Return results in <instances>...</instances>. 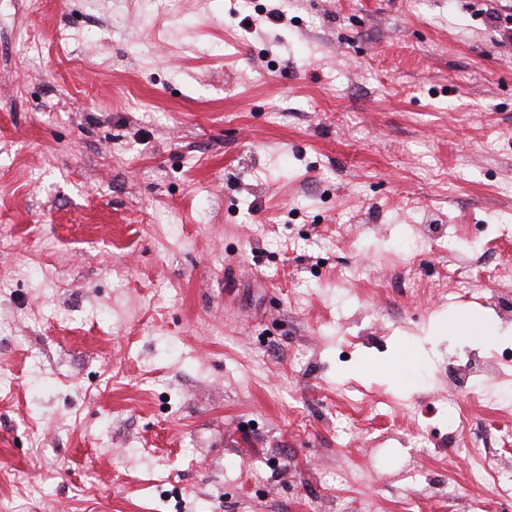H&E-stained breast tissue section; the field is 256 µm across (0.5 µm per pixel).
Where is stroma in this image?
I'll return each mask as SVG.
<instances>
[{
    "mask_svg": "<svg viewBox=\"0 0 512 512\" xmlns=\"http://www.w3.org/2000/svg\"><path fill=\"white\" fill-rule=\"evenodd\" d=\"M172 9L0 0V512H499L512 0ZM471 480L477 484L488 483L490 492L496 502L512 501V470L502 469L492 474L476 471L472 474Z\"/></svg>",
    "mask_w": 512,
    "mask_h": 512,
    "instance_id": "obj_1",
    "label": "stroma"
}]
</instances>
